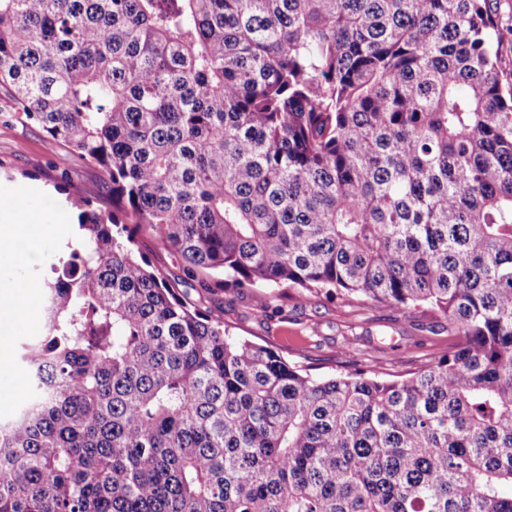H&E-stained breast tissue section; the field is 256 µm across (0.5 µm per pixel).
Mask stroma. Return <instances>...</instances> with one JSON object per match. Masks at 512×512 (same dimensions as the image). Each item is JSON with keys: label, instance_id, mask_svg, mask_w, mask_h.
<instances>
[{"label": "stroma", "instance_id": "1", "mask_svg": "<svg viewBox=\"0 0 512 512\" xmlns=\"http://www.w3.org/2000/svg\"><path fill=\"white\" fill-rule=\"evenodd\" d=\"M66 176L81 194L97 190L94 170L77 162L62 166L37 130L19 124L10 101L0 98V204L17 206L45 226L37 239V262L18 255L0 262V287L26 285L34 290L29 311L8 337L0 358V382L23 390L29 376L19 361V348L43 331L36 287L50 263L68 256L67 227L54 220L55 212L69 207L55 190ZM191 297L223 320L230 334L270 348L290 364L321 377L350 370L354 362L366 359L379 377L400 379L438 361L456 341L447 322L432 313L418 310L405 315L386 304L322 292L234 286L219 291L200 286Z\"/></svg>", "mask_w": 512, "mask_h": 512}]
</instances>
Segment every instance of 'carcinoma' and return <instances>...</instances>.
I'll use <instances>...</instances> for the list:
<instances>
[{
  "instance_id": "cac0c4a2",
  "label": "carcinoma",
  "mask_w": 512,
  "mask_h": 512,
  "mask_svg": "<svg viewBox=\"0 0 512 512\" xmlns=\"http://www.w3.org/2000/svg\"><path fill=\"white\" fill-rule=\"evenodd\" d=\"M490 0H0V95L68 182L0 512H512V69ZM186 262L171 281L136 249ZM427 306L403 379L319 378L180 285ZM137 248L147 255L154 265L162 269L171 280L184 277V262L180 255L165 248L155 236L142 235L137 243Z\"/></svg>"
}]
</instances>
